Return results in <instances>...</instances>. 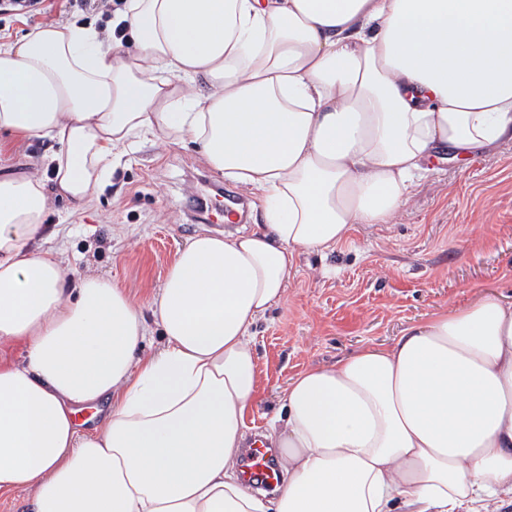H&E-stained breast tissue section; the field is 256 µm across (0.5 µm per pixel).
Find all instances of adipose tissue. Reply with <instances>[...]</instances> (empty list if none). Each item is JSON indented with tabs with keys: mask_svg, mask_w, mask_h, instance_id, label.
I'll use <instances>...</instances> for the list:
<instances>
[{
	"mask_svg": "<svg viewBox=\"0 0 512 512\" xmlns=\"http://www.w3.org/2000/svg\"><path fill=\"white\" fill-rule=\"evenodd\" d=\"M0 44V496L30 512H487L512 503V304L483 294L288 383L245 483L256 321L299 250L385 224L431 158L512 141V0H125ZM196 144L263 221L194 236L136 304L69 277L49 194L79 213L123 151ZM46 138L49 181L5 164ZM162 343L142 355L147 336ZM105 405L93 430L76 421ZM242 474L249 484L256 483L273 487L278 484L279 469L276 454L259 441L252 442L246 448L242 459Z\"/></svg>",
	"mask_w": 512,
	"mask_h": 512,
	"instance_id": "obj_1",
	"label": "adipose tissue"
}]
</instances>
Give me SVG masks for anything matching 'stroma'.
I'll return each instance as SVG.
<instances>
[{
  "label": "stroma",
  "instance_id": "obj_1",
  "mask_svg": "<svg viewBox=\"0 0 512 512\" xmlns=\"http://www.w3.org/2000/svg\"><path fill=\"white\" fill-rule=\"evenodd\" d=\"M217 190L249 196L195 146L143 140L81 213L51 197L46 221L63 227L51 246L71 276H111L144 303L192 236L223 232L196 202ZM480 290L512 301L511 141L432 162L390 223L358 224L336 248L298 252L283 300L253 328L259 385L248 428L268 426L299 372L392 344Z\"/></svg>",
  "mask_w": 512,
  "mask_h": 512
}]
</instances>
